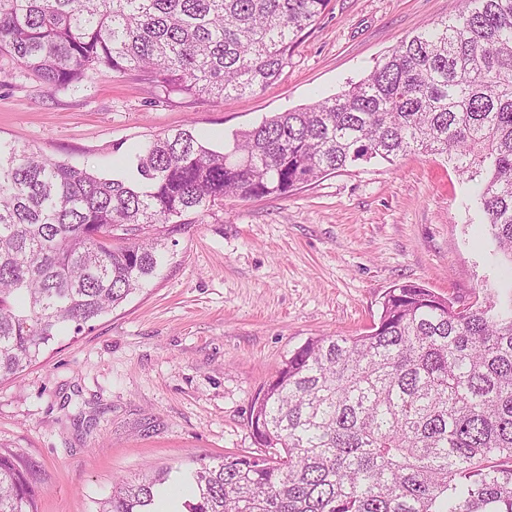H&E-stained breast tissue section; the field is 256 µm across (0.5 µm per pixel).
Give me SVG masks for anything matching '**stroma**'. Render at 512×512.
Instances as JSON below:
<instances>
[{
  "label": "stroma",
  "mask_w": 512,
  "mask_h": 512,
  "mask_svg": "<svg viewBox=\"0 0 512 512\" xmlns=\"http://www.w3.org/2000/svg\"><path fill=\"white\" fill-rule=\"evenodd\" d=\"M463 0H330L280 78L216 101L102 67L49 96L0 65V139L116 174L119 148L184 126L248 130L360 82ZM477 185L445 156L374 159L285 198L228 199L165 240L144 288L0 382V445L30 466L37 512H100L115 480L257 447L250 405L315 336L369 332L394 284L454 305L512 272L483 232Z\"/></svg>",
  "instance_id": "1"
}]
</instances>
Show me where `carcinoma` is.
I'll list each match as a JSON object with an SVG mask.
<instances>
[{
  "label": "carcinoma",
  "mask_w": 512,
  "mask_h": 512,
  "mask_svg": "<svg viewBox=\"0 0 512 512\" xmlns=\"http://www.w3.org/2000/svg\"><path fill=\"white\" fill-rule=\"evenodd\" d=\"M328 0H0V58L50 96L101 66L224 99L281 76ZM444 155L512 262V0H465L359 83L218 146L187 127L127 155L133 181L0 140V380L125 302L162 237L225 199L286 197L361 161ZM260 452L203 464L186 512H512V282L456 308L416 283L371 331L295 349L253 399ZM167 472L101 512H158ZM0 512H36L0 451Z\"/></svg>",
  "instance_id": "1"
}]
</instances>
